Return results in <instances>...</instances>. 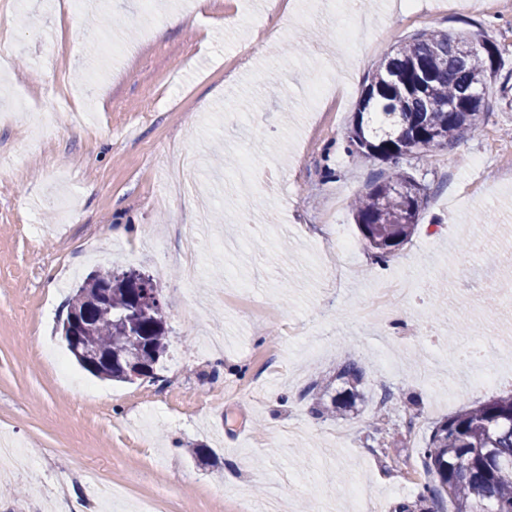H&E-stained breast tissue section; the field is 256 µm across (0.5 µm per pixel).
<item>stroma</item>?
Wrapping results in <instances>:
<instances>
[{
	"label": "stroma",
	"mask_w": 512,
	"mask_h": 512,
	"mask_svg": "<svg viewBox=\"0 0 512 512\" xmlns=\"http://www.w3.org/2000/svg\"><path fill=\"white\" fill-rule=\"evenodd\" d=\"M273 43L254 48L266 0H0L17 46L0 74V439L27 467L0 471V512H393L427 480L416 448L433 427L512 393V0L444 14L437 0H292ZM191 25L157 35L162 14ZM438 28L483 31L500 51L485 123L431 161L400 159L427 189L411 240L376 260L350 200L389 162L347 151L363 85L392 46ZM67 66L48 67L49 47ZM95 77L77 116L41 124L61 86ZM125 233H118V226ZM150 275L167 302L156 378L102 380L59 332L92 271ZM495 298L498 314L484 304ZM444 306L451 323L433 322ZM470 324L469 333L457 332ZM481 349L458 362L449 336ZM361 366L357 418L314 416L309 387ZM403 392L379 404L382 389ZM250 463L238 471L234 460ZM128 487L103 500L79 471Z\"/></svg>",
	"instance_id": "stroma-1"
}]
</instances>
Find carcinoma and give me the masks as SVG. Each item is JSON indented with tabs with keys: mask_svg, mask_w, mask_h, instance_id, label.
Returning a JSON list of instances; mask_svg holds the SVG:
<instances>
[{
	"mask_svg": "<svg viewBox=\"0 0 512 512\" xmlns=\"http://www.w3.org/2000/svg\"><path fill=\"white\" fill-rule=\"evenodd\" d=\"M500 50L480 31L452 34L423 30L399 42L375 68L362 91L348 152L365 159L431 158L479 129L485 120L488 83L497 78ZM428 201L407 172L395 170L356 195L351 212L367 245L382 261L415 234ZM111 287L108 297L99 290ZM138 293L110 268L89 274L68 299L66 315L86 312L96 364L79 361L93 375L128 383L121 362L140 360L143 376L166 353L168 304L138 316V331L124 334ZM361 368L352 361L310 387L312 412L344 415L364 398ZM342 384L335 391V382ZM428 482L396 512H512V394L492 398L436 425L418 450Z\"/></svg>",
	"mask_w": 512,
	"mask_h": 512,
	"instance_id": "obj_1",
	"label": "carcinoma"
}]
</instances>
